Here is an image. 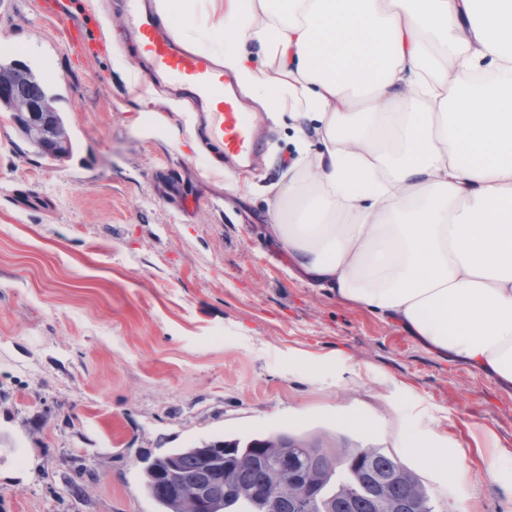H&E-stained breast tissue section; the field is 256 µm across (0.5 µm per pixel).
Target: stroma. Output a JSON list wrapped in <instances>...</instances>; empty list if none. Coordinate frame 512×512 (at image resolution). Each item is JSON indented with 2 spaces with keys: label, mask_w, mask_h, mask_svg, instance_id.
<instances>
[{
  "label": "stroma",
  "mask_w": 512,
  "mask_h": 512,
  "mask_svg": "<svg viewBox=\"0 0 512 512\" xmlns=\"http://www.w3.org/2000/svg\"><path fill=\"white\" fill-rule=\"evenodd\" d=\"M116 2L0 0V59L59 94L74 143L44 158L0 112V512H156L145 458L281 433L383 449L434 512H512V466H484L512 449V387L296 278L270 230L292 129L260 121V163L217 169L113 68ZM432 436L457 445L446 468L414 448Z\"/></svg>",
  "instance_id": "stroma-1"
}]
</instances>
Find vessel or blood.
I'll list each match as a JSON object with an SVG mask.
<instances>
[{
	"label": "vessel or blood",
	"instance_id": "b4317fda",
	"mask_svg": "<svg viewBox=\"0 0 512 512\" xmlns=\"http://www.w3.org/2000/svg\"><path fill=\"white\" fill-rule=\"evenodd\" d=\"M127 42L135 62L198 112L203 134L220 144L225 165L244 169L259 157L261 136L254 113L238 96L231 75L215 59L187 48L157 15L151 0H121Z\"/></svg>",
	"mask_w": 512,
	"mask_h": 512
}]
</instances>
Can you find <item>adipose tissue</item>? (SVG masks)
Listing matches in <instances>:
<instances>
[{
	"mask_svg": "<svg viewBox=\"0 0 512 512\" xmlns=\"http://www.w3.org/2000/svg\"><path fill=\"white\" fill-rule=\"evenodd\" d=\"M154 7L290 120L296 269L512 385V0Z\"/></svg>",
	"mask_w": 512,
	"mask_h": 512,
	"instance_id": "adipose-tissue-1",
	"label": "adipose tissue"
}]
</instances>
